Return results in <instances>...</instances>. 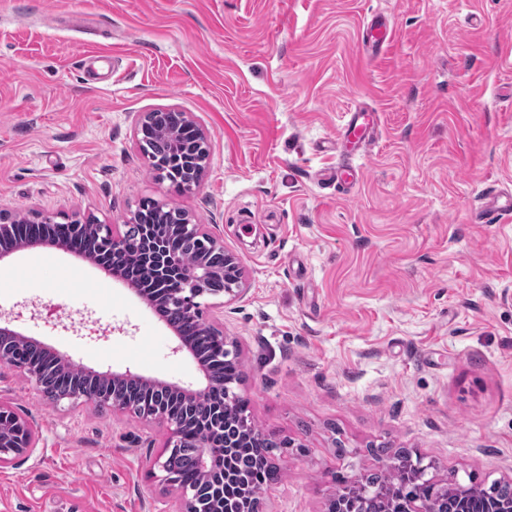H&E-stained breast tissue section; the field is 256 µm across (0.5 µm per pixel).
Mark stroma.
I'll return each mask as SVG.
<instances>
[{
	"mask_svg": "<svg viewBox=\"0 0 512 512\" xmlns=\"http://www.w3.org/2000/svg\"><path fill=\"white\" fill-rule=\"evenodd\" d=\"M357 106L378 118L360 180L318 181ZM161 108L210 142L192 189L140 149ZM491 189L512 190V0H0V212L120 231L151 198L238 255L246 297L199 302L236 342L248 420L289 443L260 512H326L380 442L441 483L512 479V219L473 221ZM0 314L100 372L202 381L131 287L66 251L10 259ZM0 403L39 440L0 468V512H173L150 473L167 423L50 403L1 363ZM391 38L390 26L386 19L372 16L365 28V46L372 53L378 52Z\"/></svg>",
	"mask_w": 512,
	"mask_h": 512,
	"instance_id": "stroma-1",
	"label": "stroma"
}]
</instances>
